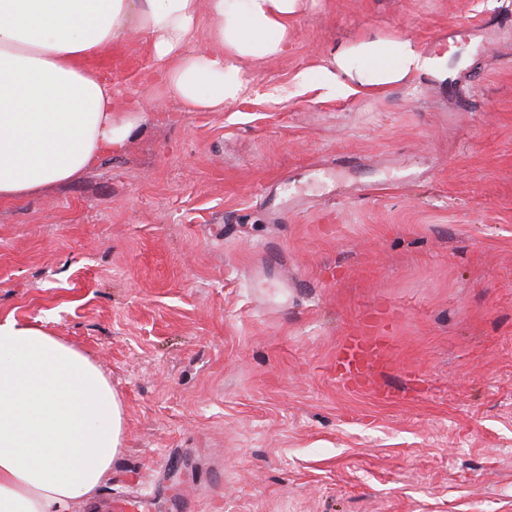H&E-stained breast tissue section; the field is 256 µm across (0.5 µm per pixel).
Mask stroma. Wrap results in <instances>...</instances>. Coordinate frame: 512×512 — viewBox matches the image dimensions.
Instances as JSON below:
<instances>
[{
  "instance_id": "1",
  "label": "stroma",
  "mask_w": 512,
  "mask_h": 512,
  "mask_svg": "<svg viewBox=\"0 0 512 512\" xmlns=\"http://www.w3.org/2000/svg\"><path fill=\"white\" fill-rule=\"evenodd\" d=\"M291 28L211 112L128 31L94 64L137 104L123 149L0 204V318L123 399L126 447L78 512H512V0H304ZM377 38L435 65L318 88ZM372 320L395 403L332 366Z\"/></svg>"
}]
</instances>
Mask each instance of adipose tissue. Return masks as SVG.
Wrapping results in <instances>:
<instances>
[{"mask_svg":"<svg viewBox=\"0 0 512 512\" xmlns=\"http://www.w3.org/2000/svg\"><path fill=\"white\" fill-rule=\"evenodd\" d=\"M303 0H0V202L78 180L120 149L112 86L90 62L127 26L151 39L169 89L191 111L241 97L240 61L288 44ZM211 45L188 44L203 18ZM432 66L411 41H364L320 73L333 90L385 87ZM125 446L119 394L81 351L42 328L0 320V512H73L94 502Z\"/></svg>","mask_w":512,"mask_h":512,"instance_id":"1","label":"adipose tissue"}]
</instances>
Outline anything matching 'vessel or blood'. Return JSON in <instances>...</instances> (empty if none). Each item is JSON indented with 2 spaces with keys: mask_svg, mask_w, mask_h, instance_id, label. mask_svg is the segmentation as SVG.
Returning a JSON list of instances; mask_svg holds the SVG:
<instances>
[{
  "mask_svg": "<svg viewBox=\"0 0 512 512\" xmlns=\"http://www.w3.org/2000/svg\"><path fill=\"white\" fill-rule=\"evenodd\" d=\"M389 350L387 338L372 323L344 337L336 353V370L344 385L357 391L373 389L372 371L388 362Z\"/></svg>",
  "mask_w": 512,
  "mask_h": 512,
  "instance_id": "vessel-or-blood-1",
  "label": "vessel or blood"
}]
</instances>
